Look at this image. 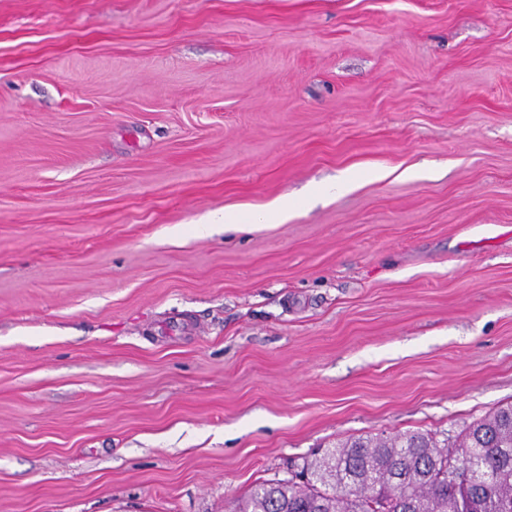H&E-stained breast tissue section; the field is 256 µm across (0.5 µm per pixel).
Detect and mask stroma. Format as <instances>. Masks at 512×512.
Here are the masks:
<instances>
[{"label":"stroma","instance_id":"1","mask_svg":"<svg viewBox=\"0 0 512 512\" xmlns=\"http://www.w3.org/2000/svg\"><path fill=\"white\" fill-rule=\"evenodd\" d=\"M510 403L512 0H0V512Z\"/></svg>","mask_w":512,"mask_h":512}]
</instances>
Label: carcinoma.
Returning <instances> with one entry per match:
<instances>
[{
	"mask_svg": "<svg viewBox=\"0 0 512 512\" xmlns=\"http://www.w3.org/2000/svg\"><path fill=\"white\" fill-rule=\"evenodd\" d=\"M468 457L471 477L453 462ZM512 512V404L439 440L427 432L339 441L287 479L265 481L233 512Z\"/></svg>",
	"mask_w": 512,
	"mask_h": 512,
	"instance_id": "1",
	"label": "carcinoma"
}]
</instances>
